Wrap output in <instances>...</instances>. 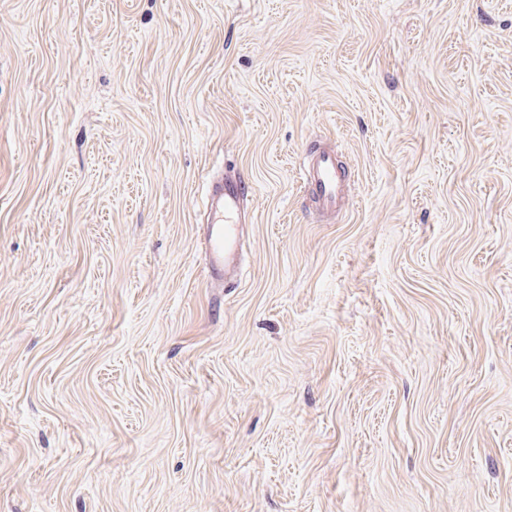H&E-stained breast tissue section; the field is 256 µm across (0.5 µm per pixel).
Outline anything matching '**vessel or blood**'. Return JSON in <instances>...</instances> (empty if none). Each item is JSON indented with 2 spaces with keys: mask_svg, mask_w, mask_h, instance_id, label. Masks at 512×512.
Segmentation results:
<instances>
[{
  "mask_svg": "<svg viewBox=\"0 0 512 512\" xmlns=\"http://www.w3.org/2000/svg\"><path fill=\"white\" fill-rule=\"evenodd\" d=\"M304 179L308 186L313 187L315 199L321 209L330 210L335 207L343 184L330 154H322L309 163ZM249 193V184L237 177L225 178L223 183L211 189L208 210L212 226L208 235L207 253L209 271L213 277L228 276L236 268L239 226L249 214Z\"/></svg>",
  "mask_w": 512,
  "mask_h": 512,
  "instance_id": "vessel-or-blood-1",
  "label": "vessel or blood"
}]
</instances>
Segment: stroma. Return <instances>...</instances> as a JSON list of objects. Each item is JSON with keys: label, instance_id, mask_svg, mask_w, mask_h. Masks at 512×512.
<instances>
[{"label": "stroma", "instance_id": "35a3bbf8", "mask_svg": "<svg viewBox=\"0 0 512 512\" xmlns=\"http://www.w3.org/2000/svg\"><path fill=\"white\" fill-rule=\"evenodd\" d=\"M0 512H512V0H0ZM304 181L306 185L313 187L316 202L322 210H331L336 206L343 184L335 160L330 154L323 153L307 165ZM250 186L239 177L224 178V183L213 185L208 210L212 226L208 235L207 253L209 271L213 277L230 275L236 268L239 224L252 217L247 208Z\"/></svg>", "mask_w": 512, "mask_h": 512}]
</instances>
